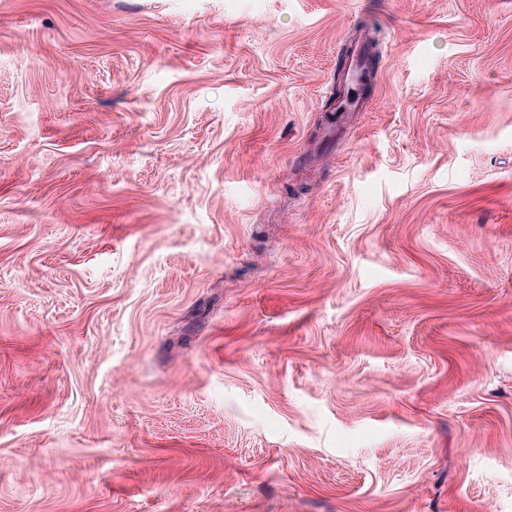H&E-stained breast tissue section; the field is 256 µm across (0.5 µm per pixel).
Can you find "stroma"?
<instances>
[{
	"label": "stroma",
	"instance_id": "obj_1",
	"mask_svg": "<svg viewBox=\"0 0 512 512\" xmlns=\"http://www.w3.org/2000/svg\"><path fill=\"white\" fill-rule=\"evenodd\" d=\"M0 512H512V0H0Z\"/></svg>",
	"mask_w": 512,
	"mask_h": 512
}]
</instances>
